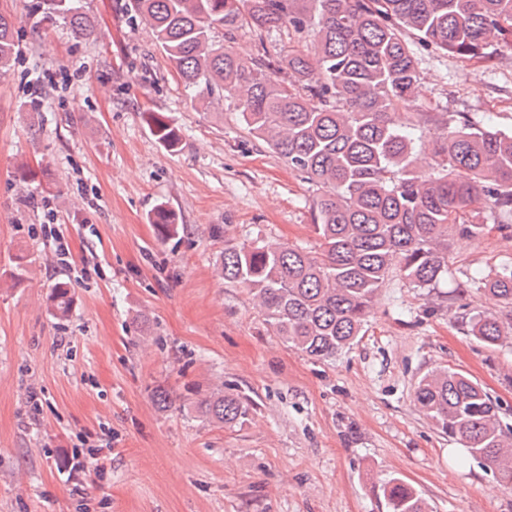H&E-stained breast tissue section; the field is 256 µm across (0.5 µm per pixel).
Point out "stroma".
<instances>
[{"label":"stroma","instance_id":"1","mask_svg":"<svg viewBox=\"0 0 512 512\" xmlns=\"http://www.w3.org/2000/svg\"><path fill=\"white\" fill-rule=\"evenodd\" d=\"M34 2L0 0L17 44L0 79V279L30 258L21 286L0 287V512H385L387 475L429 512H512V488L413 397L428 370L457 369L512 428V341L484 345L461 321L478 310L512 324L511 309L462 287L512 262V230L496 229L488 203L468 215L490 232L451 239L447 278H392L362 338L311 359L276 336L247 288L224 282V239L209 228L315 249V186L233 101L216 110L191 96L128 0H82L95 24L83 38L40 22ZM295 41L245 27L230 42L274 60ZM416 61L419 93L397 115L416 154L463 118L512 130V47L488 61L420 48ZM148 112L181 129L177 150L150 133ZM161 204L179 236L158 238ZM43 224L60 225L69 264L54 263ZM62 279L75 290L63 322L47 305ZM219 391L249 400L247 421L202 415Z\"/></svg>","mask_w":512,"mask_h":512}]
</instances>
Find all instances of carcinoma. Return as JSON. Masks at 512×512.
<instances>
[{
	"label": "carcinoma",
	"instance_id": "cac0c4a2",
	"mask_svg": "<svg viewBox=\"0 0 512 512\" xmlns=\"http://www.w3.org/2000/svg\"><path fill=\"white\" fill-rule=\"evenodd\" d=\"M33 10L76 37L92 31L79 0H35ZM129 11L154 30L187 89L234 99L249 132L317 187L315 250L238 242L227 228H212L224 234V280L249 289L277 335L310 358L332 359L357 342L390 275L435 287L448 274V236L480 239L489 229L463 221L473 202L488 200L503 217L499 229L512 228V132L465 119L437 137L422 171L412 140L392 119L418 91L406 34L422 47L483 60L512 44V0H130ZM246 24L310 38L281 61L293 83L278 82L265 56L249 62L214 46L215 30L231 39ZM15 56L13 21L0 13L1 76ZM146 120L163 146L178 148L181 131L167 115L149 112ZM152 223L162 239L184 230L163 205ZM478 288L512 308V263ZM73 302L70 282H55L52 314L67 319ZM465 324L487 346L506 337L494 315L468 313ZM414 401L438 430L512 485V443L500 407L476 382L460 370L435 368L416 383ZM205 413L231 426L247 418L249 406L221 393L206 401ZM378 489L387 512H428L400 477L384 478Z\"/></svg>",
	"mask_w": 512,
	"mask_h": 512
}]
</instances>
